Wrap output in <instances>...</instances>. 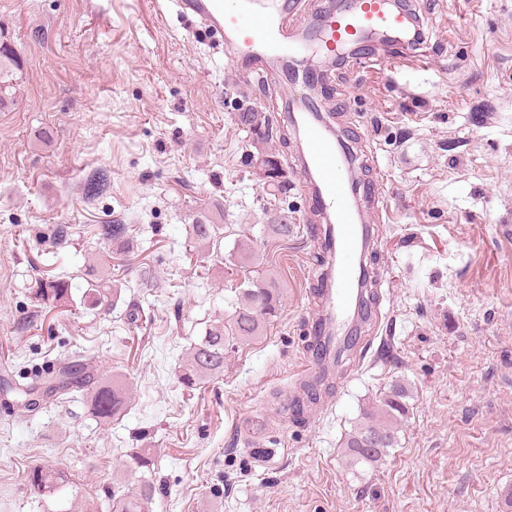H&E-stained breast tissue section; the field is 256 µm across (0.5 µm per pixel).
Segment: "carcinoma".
I'll list each match as a JSON object with an SVG mask.
<instances>
[{"label": "carcinoma", "instance_id": "1", "mask_svg": "<svg viewBox=\"0 0 512 512\" xmlns=\"http://www.w3.org/2000/svg\"><path fill=\"white\" fill-rule=\"evenodd\" d=\"M241 125L252 135L254 155L279 158L266 145L276 134L272 117L267 112L238 113ZM222 225L213 223L207 216L199 217L188 225L189 238L207 255L221 258ZM96 234L106 242L126 250L129 244V227L118 220L96 226ZM252 259L250 240H238L236 249L230 253V261L245 264ZM77 285L61 275L37 276L30 287L34 302L40 309H61L72 305ZM280 303L279 289L272 282L251 280L247 287L238 291L233 303V313L209 325L202 339L190 347L185 363L181 366L178 382L187 391L224 373V359L242 345L251 342L264 332L267 320L276 316ZM83 307L96 314H105L112 306V288L108 281L99 279L90 284L81 295ZM13 393L15 403L24 413L38 411L51 398L63 400L77 398L83 404L88 417L99 424H110L119 416L125 403V383L104 375L84 362V355L75 351L59 359L56 370L36 385L16 386L3 390ZM406 392L402 385H393L375 409L365 413V422L355 427L346 441L349 455L356 463L371 466L381 463L388 449L397 442L396 423L406 414ZM130 464L135 469L151 470L153 458L148 448H140L130 455ZM70 474L65 469L49 462L33 465L27 475L30 493L49 497L66 488ZM157 494L156 485L149 479L133 496L110 494L107 496V512H150V505Z\"/></svg>", "mask_w": 512, "mask_h": 512}]
</instances>
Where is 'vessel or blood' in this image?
<instances>
[{"label":"vessel or blood","mask_w":512,"mask_h":512,"mask_svg":"<svg viewBox=\"0 0 512 512\" xmlns=\"http://www.w3.org/2000/svg\"><path fill=\"white\" fill-rule=\"evenodd\" d=\"M178 12L219 37L245 81L266 79L272 66L302 96L291 99L280 120L294 126L304 146L295 163L319 217L326 243V261L314 277L315 306L310 312V333L324 352L310 355L304 380L320 384L336 374L332 362L337 349L379 316L377 304H364L366 254L373 240L372 225L364 223L352 189L354 160L322 113L316 109L318 78L297 55L288 19L303 9L302 0H174ZM408 9L387 0H344L325 16L317 34L327 54L343 52L365 37L404 39L409 29Z\"/></svg>","instance_id":"obj_1"}]
</instances>
